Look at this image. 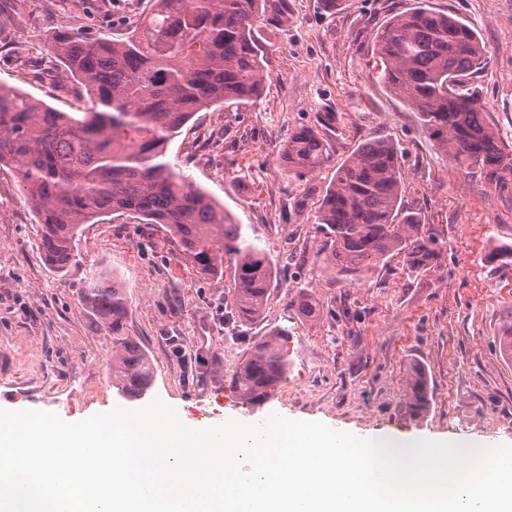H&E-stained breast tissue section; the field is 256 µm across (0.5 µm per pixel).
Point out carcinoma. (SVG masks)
<instances>
[{"label": "carcinoma", "mask_w": 512, "mask_h": 512, "mask_svg": "<svg viewBox=\"0 0 512 512\" xmlns=\"http://www.w3.org/2000/svg\"><path fill=\"white\" fill-rule=\"evenodd\" d=\"M284 0H154L125 41L52 36L50 49L78 81L92 106L61 112L0 85V167L16 173L37 215L42 255L62 273L74 263L83 225L111 213L162 224L197 270L231 269L238 317L261 316L273 288L272 262L248 241L203 190L165 160L164 144L194 116L221 104H248L268 78L266 50L255 34L270 14L285 17ZM377 78L417 112L422 129L461 168L480 171L498 191L512 189V152L487 117L480 84L486 48L461 18L428 0L388 20L374 46ZM336 114L293 132L281 158L296 177L328 162ZM398 148L389 139L359 145L337 168L316 215L326 238L324 262L334 275L358 276L389 254L405 252L420 268L438 254V241L418 214L402 209ZM83 302L111 332L112 378L118 392L138 399L154 367L126 329L123 290L97 275ZM288 358L282 334H271L239 365L231 387L249 401L266 399ZM408 408L429 406L424 370L410 369Z\"/></svg>", "instance_id": "carcinoma-1"}]
</instances>
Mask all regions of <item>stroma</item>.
<instances>
[{
    "instance_id": "35a3bbf8",
    "label": "stroma",
    "mask_w": 512,
    "mask_h": 512,
    "mask_svg": "<svg viewBox=\"0 0 512 512\" xmlns=\"http://www.w3.org/2000/svg\"><path fill=\"white\" fill-rule=\"evenodd\" d=\"M287 18L260 22L268 53L261 95L245 106L195 114L166 150L172 166L223 204L273 263L263 314L244 322L229 277L204 276L160 224L111 213L85 225L75 263L59 273L42 259L35 214L14 174L0 170V409L57 413L68 422L121 406L112 385V340L82 302L91 275L118 282L126 327L154 366L147 399L161 398L188 425L246 423L276 412L360 437L512 445V357L499 338L512 324V265L491 254L512 244V193L456 167L423 134L419 117L377 80L379 28L414 0H286ZM477 31L489 63L480 77L488 117L512 146V0H431ZM151 0H0V82L63 112L89 106L49 49L51 34L126 39ZM336 120L329 161L314 175L284 171L280 149L294 131ZM400 149L401 205L439 241L428 266L401 254L369 272L332 276L315 216L336 170L363 141ZM318 304L304 316L294 294ZM287 333L288 369L261 402L230 379L253 344ZM178 337V358L168 337ZM420 366L432 399L421 418L406 408L409 370Z\"/></svg>"
}]
</instances>
